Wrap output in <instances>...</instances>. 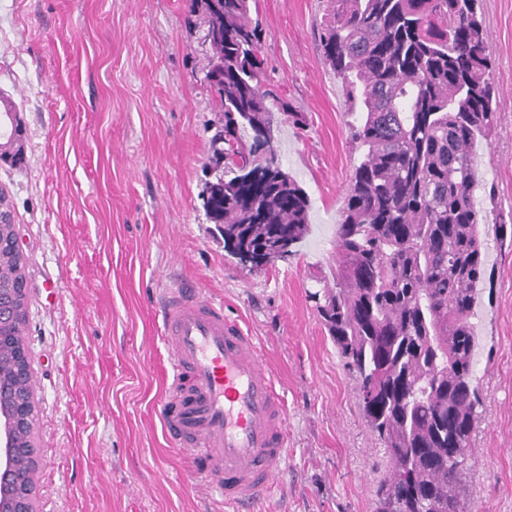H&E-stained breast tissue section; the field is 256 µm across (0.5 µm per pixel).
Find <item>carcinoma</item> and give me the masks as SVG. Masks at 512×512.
<instances>
[{
    "mask_svg": "<svg viewBox=\"0 0 512 512\" xmlns=\"http://www.w3.org/2000/svg\"><path fill=\"white\" fill-rule=\"evenodd\" d=\"M327 3L321 47L351 102L358 158L336 224L334 287L312 298L385 445L377 512H471L472 317L487 271L473 148L496 127L479 0ZM194 4L205 26L224 29L206 214L231 256L283 238L296 246L310 203L274 151L258 154L271 140L272 92L250 0H224L222 12Z\"/></svg>",
    "mask_w": 512,
    "mask_h": 512,
    "instance_id": "obj_1",
    "label": "carcinoma"
}]
</instances>
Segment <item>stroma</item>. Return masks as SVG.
<instances>
[{"mask_svg":"<svg viewBox=\"0 0 512 512\" xmlns=\"http://www.w3.org/2000/svg\"><path fill=\"white\" fill-rule=\"evenodd\" d=\"M271 142L312 203L296 253L248 270L201 197L220 115L191 0H0V96L24 162L0 161L27 260L37 512H232L167 434L170 352L156 311L176 288L223 301L286 403L288 456L262 512H375L389 462L310 292L332 280L356 163L351 115L320 46L326 0H257ZM498 125L477 150L487 275L474 322L480 402L465 492L512 512V0H481ZM57 297L47 304L45 284Z\"/></svg>","mask_w":512,"mask_h":512,"instance_id":"obj_1","label":"stroma"}]
</instances>
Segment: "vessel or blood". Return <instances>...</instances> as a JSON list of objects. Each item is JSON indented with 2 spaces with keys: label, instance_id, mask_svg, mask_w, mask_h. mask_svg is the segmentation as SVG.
<instances>
[{
  "label": "vessel or blood",
  "instance_id": "b4317fda",
  "mask_svg": "<svg viewBox=\"0 0 512 512\" xmlns=\"http://www.w3.org/2000/svg\"><path fill=\"white\" fill-rule=\"evenodd\" d=\"M162 335L170 348L167 433L201 449L203 474L220 473L225 504L268 498L288 453L286 407L254 336L223 303L177 288L166 299Z\"/></svg>",
  "mask_w": 512,
  "mask_h": 512
}]
</instances>
